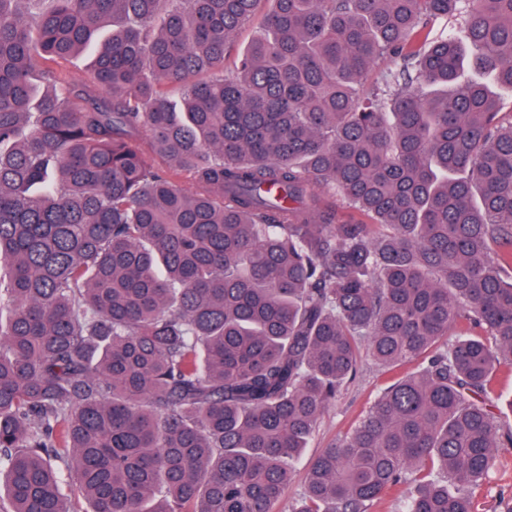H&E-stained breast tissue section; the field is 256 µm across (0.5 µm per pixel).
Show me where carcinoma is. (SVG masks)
Listing matches in <instances>:
<instances>
[{
	"label": "carcinoma",
	"mask_w": 512,
	"mask_h": 512,
	"mask_svg": "<svg viewBox=\"0 0 512 512\" xmlns=\"http://www.w3.org/2000/svg\"><path fill=\"white\" fill-rule=\"evenodd\" d=\"M27 2L0 0V512H70L68 475L88 512H274L363 354L420 369L289 512H477L512 447V0H270L229 72L263 0Z\"/></svg>",
	"instance_id": "carcinoma-1"
}]
</instances>
